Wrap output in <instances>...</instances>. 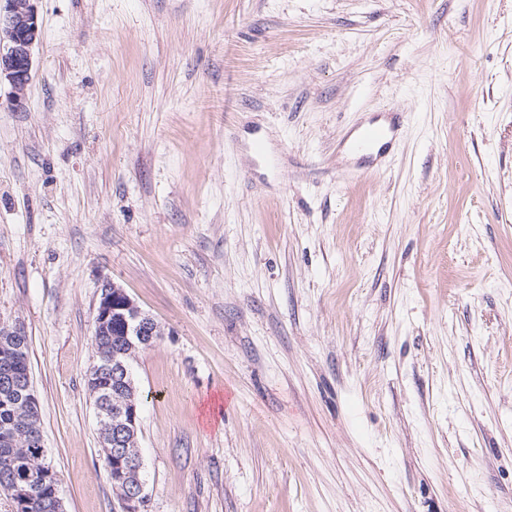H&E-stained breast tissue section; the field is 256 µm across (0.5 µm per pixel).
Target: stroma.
Wrapping results in <instances>:
<instances>
[{
  "label": "stroma",
  "mask_w": 512,
  "mask_h": 512,
  "mask_svg": "<svg viewBox=\"0 0 512 512\" xmlns=\"http://www.w3.org/2000/svg\"><path fill=\"white\" fill-rule=\"evenodd\" d=\"M38 11L23 106L0 85V326L65 512H120L84 383L105 280L163 332L146 512H512V0ZM398 130L396 123L387 118L370 121L360 127L351 150L362 161H373L375 154L380 157L392 146Z\"/></svg>",
  "instance_id": "35a3bbf8"
}]
</instances>
